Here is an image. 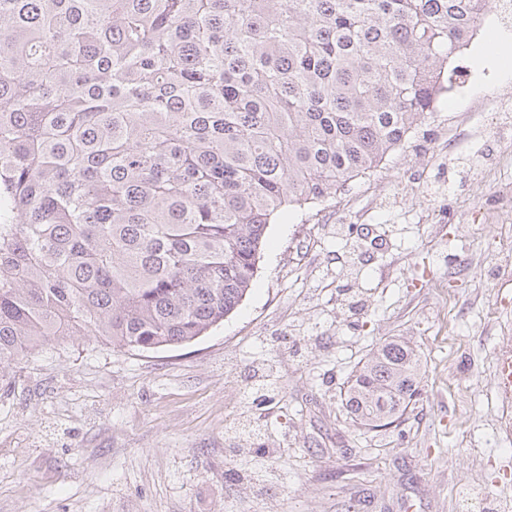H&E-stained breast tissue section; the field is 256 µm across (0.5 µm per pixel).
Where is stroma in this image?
<instances>
[{
  "instance_id": "35a3bbf8",
  "label": "stroma",
  "mask_w": 512,
  "mask_h": 512,
  "mask_svg": "<svg viewBox=\"0 0 512 512\" xmlns=\"http://www.w3.org/2000/svg\"><path fill=\"white\" fill-rule=\"evenodd\" d=\"M456 87L371 176L267 229L236 312L151 352L70 336L0 378V512H512V161L487 130L512 79ZM500 91L486 102V84ZM421 355L399 426H353L339 391L388 339ZM495 382L502 394L511 398L512 396V352L509 350L498 359L495 370Z\"/></svg>"
}]
</instances>
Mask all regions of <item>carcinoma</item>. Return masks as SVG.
Segmentation results:
<instances>
[{
  "label": "carcinoma",
  "instance_id": "cac0c4a2",
  "mask_svg": "<svg viewBox=\"0 0 512 512\" xmlns=\"http://www.w3.org/2000/svg\"><path fill=\"white\" fill-rule=\"evenodd\" d=\"M499 0H0V369L59 336L148 352L240 305L279 215L371 175ZM390 339L340 391L401 421Z\"/></svg>",
  "mask_w": 512,
  "mask_h": 512
}]
</instances>
